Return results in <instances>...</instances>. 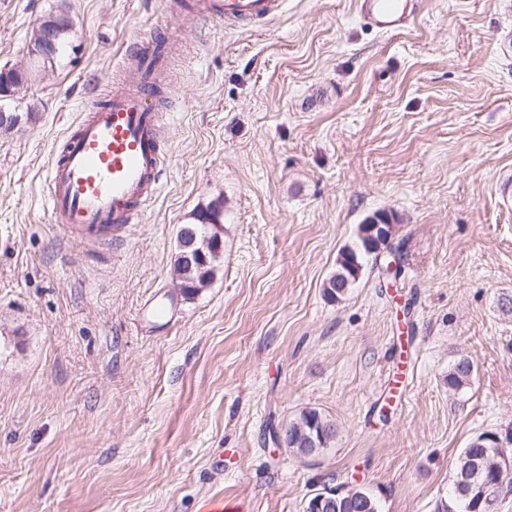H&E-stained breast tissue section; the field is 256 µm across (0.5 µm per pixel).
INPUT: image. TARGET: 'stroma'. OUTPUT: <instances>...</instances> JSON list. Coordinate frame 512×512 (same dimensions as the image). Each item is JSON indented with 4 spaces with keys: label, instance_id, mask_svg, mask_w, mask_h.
I'll return each mask as SVG.
<instances>
[{
    "label": "stroma",
    "instance_id": "obj_1",
    "mask_svg": "<svg viewBox=\"0 0 512 512\" xmlns=\"http://www.w3.org/2000/svg\"><path fill=\"white\" fill-rule=\"evenodd\" d=\"M173 2L0 0V67L31 74L0 132V512H304L327 485L438 512L470 439L512 433V0H424L384 36L356 0H288L250 30ZM59 14L46 64L33 30ZM157 30L174 46L162 191L123 238L64 236L53 151ZM214 200L220 268L188 297L177 234ZM377 213L397 279L371 260L329 298ZM463 357L469 382L449 388ZM311 409L336 436L304 458L283 436Z\"/></svg>",
    "mask_w": 512,
    "mask_h": 512
}]
</instances>
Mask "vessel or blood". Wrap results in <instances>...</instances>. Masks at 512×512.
Here are the masks:
<instances>
[{"instance_id": "b4317fda", "label": "vessel or blood", "mask_w": 512, "mask_h": 512, "mask_svg": "<svg viewBox=\"0 0 512 512\" xmlns=\"http://www.w3.org/2000/svg\"><path fill=\"white\" fill-rule=\"evenodd\" d=\"M287 0H185L199 20L264 23L285 11ZM421 0H356L359 23L381 35L407 28ZM137 82L116 84L94 104L54 154L46 176L51 221L67 234L121 237L163 185L161 115L153 105L154 75L165 63L168 43L152 33L132 47Z\"/></svg>"}]
</instances>
